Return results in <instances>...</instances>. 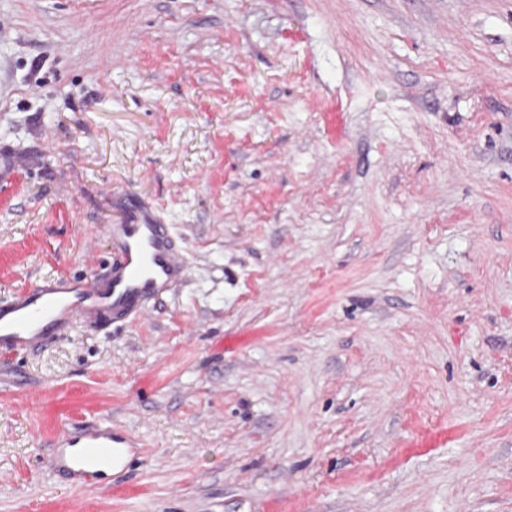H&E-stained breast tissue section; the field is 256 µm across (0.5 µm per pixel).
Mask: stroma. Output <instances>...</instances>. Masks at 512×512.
<instances>
[{
	"instance_id": "obj_1",
	"label": "stroma",
	"mask_w": 512,
	"mask_h": 512,
	"mask_svg": "<svg viewBox=\"0 0 512 512\" xmlns=\"http://www.w3.org/2000/svg\"><path fill=\"white\" fill-rule=\"evenodd\" d=\"M1 146L0 300L125 197L189 278L15 360L0 512H512V0H0ZM57 469L83 485H100L106 472L95 464L112 460V468H124L135 444L101 419L71 429L65 427L52 443ZM71 448H77L72 451Z\"/></svg>"
}]
</instances>
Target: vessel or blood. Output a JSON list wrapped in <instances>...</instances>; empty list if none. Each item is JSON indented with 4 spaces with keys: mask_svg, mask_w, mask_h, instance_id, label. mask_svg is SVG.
<instances>
[{
    "mask_svg": "<svg viewBox=\"0 0 512 512\" xmlns=\"http://www.w3.org/2000/svg\"><path fill=\"white\" fill-rule=\"evenodd\" d=\"M124 210L122 223L104 227L110 245L104 272L44 279L0 302L1 352L42 349L76 322L97 331L134 322L186 280L188 265L170 225L133 201ZM52 446L58 471L88 486L104 479L100 462L125 467L135 448L100 419L64 428Z\"/></svg>",
    "mask_w": 512,
    "mask_h": 512,
    "instance_id": "1",
    "label": "vessel or blood"
}]
</instances>
